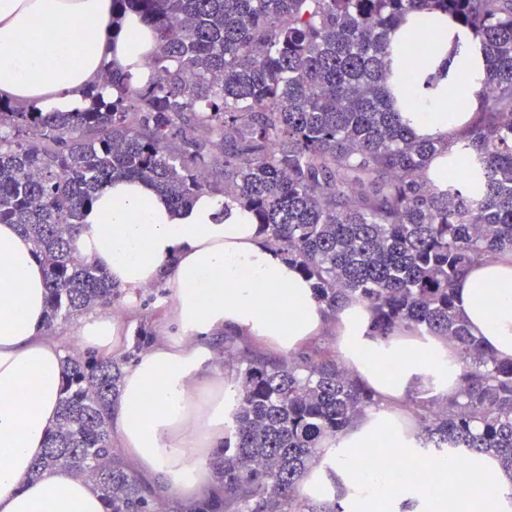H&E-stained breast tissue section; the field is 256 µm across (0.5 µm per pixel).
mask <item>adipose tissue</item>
Returning a JSON list of instances; mask_svg holds the SVG:
<instances>
[{
  "mask_svg": "<svg viewBox=\"0 0 512 512\" xmlns=\"http://www.w3.org/2000/svg\"><path fill=\"white\" fill-rule=\"evenodd\" d=\"M93 31L92 49L74 33ZM154 39L136 15L112 25V0H0V97L20 106L69 112L114 66L134 83H149ZM410 113L417 138L458 132L473 108L448 113L444 100L422 93ZM223 198L204 195L182 211L152 188L120 180L86 211L76 253L105 269L128 299L168 275L167 340L142 352L127 369L111 405L109 430L117 450L143 476L147 491L180 505L216 486L208 465L234 423L237 389L219 371L216 344L231 334L279 353L304 347L334 329L347 366L380 396L331 440L302 481V495L334 500L343 512H476L455 469L437 476L446 493L431 496L406 473L368 471L369 450L413 457L415 435L392 428L396 408L417 387L432 396L460 389L448 342L374 337L372 316L353 300L329 311L312 283L265 243L249 212L224 213ZM456 309L472 335L498 358L512 359V254L473 265L456 283ZM44 267L17 225L0 224V512H104L91 483L59 467L30 475L59 412L64 352L46 330ZM122 323L94 310L82 320L80 347L105 356L123 344Z\"/></svg>",
  "mask_w": 512,
  "mask_h": 512,
  "instance_id": "1",
  "label": "adipose tissue"
}]
</instances>
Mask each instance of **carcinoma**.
Masks as SVG:
<instances>
[{
    "label": "carcinoma",
    "mask_w": 512,
    "mask_h": 512,
    "mask_svg": "<svg viewBox=\"0 0 512 512\" xmlns=\"http://www.w3.org/2000/svg\"><path fill=\"white\" fill-rule=\"evenodd\" d=\"M112 23L151 29L155 78L119 69L76 112L0 98V224H17L46 268L47 325L120 296L75 254L84 212L115 180L150 184L180 211L204 194L248 210L259 233L313 282L332 311L356 299L381 339L448 340L461 380L450 399L405 405L432 456L495 454L512 472V360L470 334L455 311L466 269L512 254V0H112ZM479 38L483 79L458 85L455 112L480 108L460 135L417 140L415 94L448 95L447 64L421 84L391 51L419 14ZM464 182L429 177L434 158ZM235 425L210 464L220 492L189 512H342L298 499L322 445L379 405L338 354H255L224 337ZM59 421L32 472L64 465L105 512H165L112 450L119 363L69 348Z\"/></svg>",
    "instance_id": "1"
}]
</instances>
